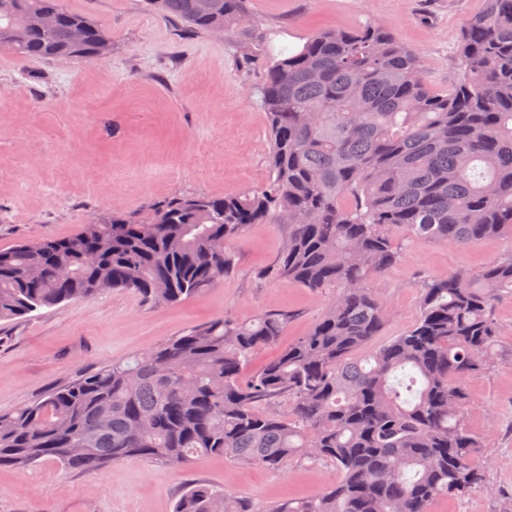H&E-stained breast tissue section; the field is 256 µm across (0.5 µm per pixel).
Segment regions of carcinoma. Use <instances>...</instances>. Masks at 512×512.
Here are the masks:
<instances>
[{
    "mask_svg": "<svg viewBox=\"0 0 512 512\" xmlns=\"http://www.w3.org/2000/svg\"><path fill=\"white\" fill-rule=\"evenodd\" d=\"M241 2L150 5L229 34L245 18ZM45 14L53 26L40 24ZM111 47L102 24L61 0H0V50L21 64L85 62ZM257 96L270 138L263 186L112 211L75 235L0 250V322L112 290L178 303L235 271L234 243L249 225L283 222L285 243L257 276L325 293L321 315L248 375L292 312L220 314L84 373L0 414V468L51 460L93 474L125 459L187 468L220 455L338 473L317 497L270 504L195 482L173 512H430L438 498L490 492L482 441L467 426L468 380L512 332L493 313L500 291H512V247L477 271L422 280L416 323L374 340L393 315L378 286L404 246L512 238V0H486L466 23L446 94L430 89L416 51L366 23L314 33L275 58Z\"/></svg>",
    "mask_w": 512,
    "mask_h": 512,
    "instance_id": "cac0c4a2",
    "label": "carcinoma"
}]
</instances>
